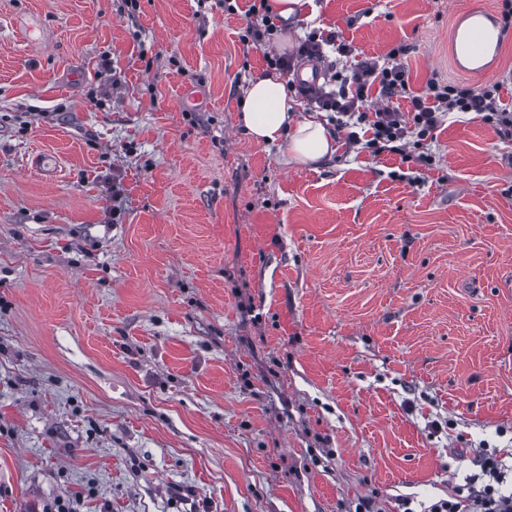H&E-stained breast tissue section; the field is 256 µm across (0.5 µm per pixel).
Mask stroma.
<instances>
[{"label": "stroma", "instance_id": "1", "mask_svg": "<svg viewBox=\"0 0 512 512\" xmlns=\"http://www.w3.org/2000/svg\"><path fill=\"white\" fill-rule=\"evenodd\" d=\"M120 5L0 0V512H418L512 464V138L288 162L237 121L243 13ZM500 6L309 0L273 47L478 88L448 41Z\"/></svg>", "mask_w": 512, "mask_h": 512}]
</instances>
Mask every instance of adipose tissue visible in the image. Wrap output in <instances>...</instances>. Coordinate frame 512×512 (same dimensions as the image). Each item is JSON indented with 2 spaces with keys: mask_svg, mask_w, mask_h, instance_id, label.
Masks as SVG:
<instances>
[{
  "mask_svg": "<svg viewBox=\"0 0 512 512\" xmlns=\"http://www.w3.org/2000/svg\"><path fill=\"white\" fill-rule=\"evenodd\" d=\"M238 121L256 142L287 141L288 157L297 164L320 163L336 151L333 134L320 120L303 115L301 102L289 95L278 74L250 81Z\"/></svg>",
  "mask_w": 512,
  "mask_h": 512,
  "instance_id": "ef3b65f1",
  "label": "adipose tissue"
}]
</instances>
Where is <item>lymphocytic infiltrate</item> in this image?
<instances>
[{
  "label": "lymphocytic infiltrate",
  "instance_id": "1",
  "mask_svg": "<svg viewBox=\"0 0 512 512\" xmlns=\"http://www.w3.org/2000/svg\"><path fill=\"white\" fill-rule=\"evenodd\" d=\"M246 14L249 22L241 40L264 51L269 69L285 74L304 59L322 62L332 54L345 59V66L334 72L330 87L303 88L299 94L307 105L327 112L349 143L364 145L376 155L389 150L403 154L410 143L420 149V162L428 165L432 157L423 153L422 147L452 114L475 116L493 126L501 137L512 138V110L501 107L498 85L473 89L432 79L423 92L413 94L403 63L407 46L393 47L382 60L367 57L354 62L351 46L333 31H310L295 54H271L266 50L267 41L277 26L267 0H250ZM399 97L409 98L408 111L394 106ZM480 468L484 478L481 489L435 501L423 512H512V493L502 491L512 481V468H506L492 453L481 456Z\"/></svg>",
  "mask_w": 512,
  "mask_h": 512
}]
</instances>
